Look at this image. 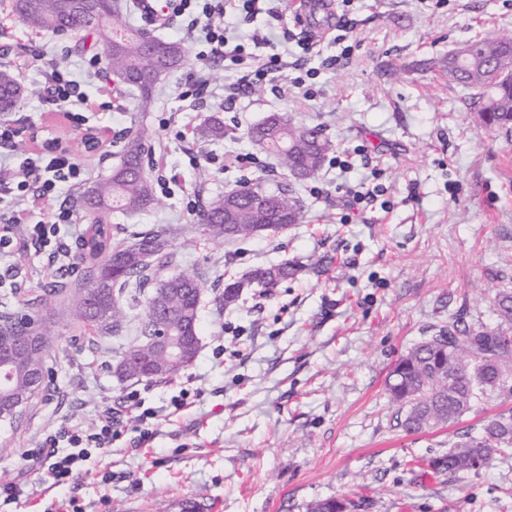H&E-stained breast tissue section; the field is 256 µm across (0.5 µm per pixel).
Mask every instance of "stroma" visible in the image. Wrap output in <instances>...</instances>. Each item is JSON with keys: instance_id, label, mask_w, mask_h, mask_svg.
Returning a JSON list of instances; mask_svg holds the SVG:
<instances>
[{"instance_id": "35a3bbf8", "label": "stroma", "mask_w": 512, "mask_h": 512, "mask_svg": "<svg viewBox=\"0 0 512 512\" xmlns=\"http://www.w3.org/2000/svg\"><path fill=\"white\" fill-rule=\"evenodd\" d=\"M289 3L264 0L261 13L237 14L229 35L243 43L254 29L271 30L277 50L316 69L315 98L272 84L259 94L229 96L236 74L223 60L202 61L208 46L200 37L184 40L191 22L184 15L150 28L183 41L186 50L181 69L156 88L152 108L138 111L135 93L112 78L110 105L86 112L79 127L44 99L45 77L65 70L83 95L95 96L101 81L89 60L101 56V47L92 41L72 52L73 38L26 27L11 0H0L7 31L0 68L8 67L24 89L16 111L0 114V124L19 132L0 156L40 151L44 131H52L83 163L88 187L111 174L127 130L147 129L149 178L175 173L180 183L155 189L148 211L114 213L108 221L173 225L178 269L203 283L193 363L172 380L121 382L112 364L138 341L144 295H137L120 336L88 345L69 300L53 294L43 257L19 262L16 285L0 288V315L47 296L55 336L46 360L50 386L14 422L0 421V444L18 450L0 456V483L33 488L11 502L0 498V512H178L185 499L201 512H306L312 501L339 496L368 497L360 512H512L511 455L458 480L414 473L463 427L512 410V397H492L458 422L408 434L397 428L398 407L386 390L395 362L435 328L456 319L498 327L488 296L512 289V135L485 127L465 102L467 90L447 74L411 67L478 35H512V0H336L308 55L300 46L308 29L293 23ZM344 15L354 23L348 51L336 41ZM35 51L44 55L42 70L25 69L24 58ZM388 61L401 65L399 75L384 74ZM201 68L216 95L182 99ZM270 112L297 126L320 125L336 143L318 173L295 185L301 222L277 235L201 240L192 190L207 203L246 180L263 179L269 188L288 180L278 160L246 136ZM209 115L223 120L224 140L196 135ZM169 119L185 140L164 131ZM87 126L106 134L97 151L80 145ZM238 152L251 154L255 165L230 166ZM360 183L375 187L376 198L348 209L345 190ZM284 262L302 270L271 294L247 288L230 308L215 303L225 281ZM183 388L190 409L159 420L148 442H140L138 422L124 418L122 440L94 456V476L50 488L22 457L60 426L116 405L128 390L153 407Z\"/></svg>"}]
</instances>
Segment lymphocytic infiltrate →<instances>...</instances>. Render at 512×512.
I'll return each mask as SVG.
<instances>
[{"label": "lymphocytic infiltrate", "instance_id": "obj_1", "mask_svg": "<svg viewBox=\"0 0 512 512\" xmlns=\"http://www.w3.org/2000/svg\"><path fill=\"white\" fill-rule=\"evenodd\" d=\"M260 0H203L201 10L190 26V31L204 35L214 58L224 59L238 78L236 90L247 91L288 77V70H296V77H289L294 88L304 97H315L312 85L307 84L299 72L301 61H289L287 54L270 52L268 33L258 29L249 44L231 41L222 21L227 13L245 12L258 14ZM84 175L82 164L69 152L45 149L34 155L17 158L9 176H0V254H20L23 244L47 254L52 265L60 266L70 258V252L61 237L62 227L73 226V213L67 209L52 208L61 185L79 184ZM48 213L49 221H34V214ZM163 408H144L138 390L124 396L120 409H105L90 423L63 426L49 435L43 447L30 448L26 458L39 462L43 480L60 483L88 472L93 452L111 448L120 435L121 414L133 415L142 425L143 439H150L153 431L151 420L162 416Z\"/></svg>", "mask_w": 512, "mask_h": 512}]
</instances>
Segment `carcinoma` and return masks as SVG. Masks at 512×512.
<instances>
[{
	"label": "carcinoma",
	"mask_w": 512,
	"mask_h": 512,
	"mask_svg": "<svg viewBox=\"0 0 512 512\" xmlns=\"http://www.w3.org/2000/svg\"><path fill=\"white\" fill-rule=\"evenodd\" d=\"M12 7L19 20L32 29L69 36L94 34L112 76L137 92L141 111L149 110L158 82L131 83L140 71L151 66L143 54L149 35L125 19L128 6L123 0H94L91 11L82 6V0H13ZM503 41L502 37L473 38L460 46L462 59L450 54L437 66L447 69L448 81L472 90L469 106L480 113L487 126L508 133L512 131V53ZM20 94L12 73L1 69L0 103L13 108ZM199 135L207 141L223 139L224 122L218 117L207 119ZM248 137L277 156L296 181L314 176L334 148L320 126H295L281 113L265 116L249 129ZM149 153V133L141 128L128 131L112 175L96 182L95 192L85 191L79 197L80 208L93 216V224L81 239L68 279L59 282L53 293L74 290L77 321L90 345L98 336H116L122 331L130 290L139 292L147 286L150 291L140 322L141 335H151L160 325L178 343L198 335L201 279L183 273L161 276L162 271L176 265L172 247L175 229L153 225L122 241L118 239L121 225L101 220V216L113 212H143L154 204L152 183L145 174ZM252 191L263 195L264 209L253 206ZM301 217L302 205L294 189L280 184L271 191L258 181L224 192L197 214V221L203 226L206 241L222 243L252 237L256 229L279 234ZM300 271L302 266L288 262L255 268L239 280L224 283L217 300L224 307L230 306L243 288L252 286L268 294ZM92 283L100 288L90 295L88 286ZM492 303L502 321L511 323L512 292L498 290ZM3 320L9 333L0 337L1 347H10L31 334L44 335L33 312L5 316ZM50 346L48 338L25 353L11 375L14 391L27 401L41 392L30 388L29 368L36 367L41 377H46L45 356ZM129 356L138 358L140 368L128 375L114 372L121 382L173 378L190 365L142 343L121 351L117 360ZM387 390L404 409L397 426L406 432H414L431 420L440 425L457 421L491 395H512V345L505 343L504 333L498 330L462 328L454 322L424 338L394 364ZM511 452L512 414L502 413L464 430L460 440L449 444L448 451L429 457L427 471L458 479L472 471V461H492Z\"/></svg>",
	"instance_id": "1"
}]
</instances>
